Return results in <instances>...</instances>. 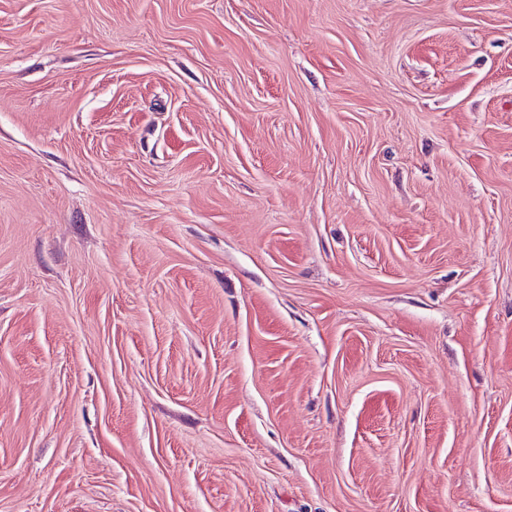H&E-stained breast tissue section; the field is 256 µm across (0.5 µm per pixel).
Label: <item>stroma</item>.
Instances as JSON below:
<instances>
[{
    "label": "stroma",
    "instance_id": "obj_1",
    "mask_svg": "<svg viewBox=\"0 0 512 512\" xmlns=\"http://www.w3.org/2000/svg\"><path fill=\"white\" fill-rule=\"evenodd\" d=\"M0 512H512V0H0Z\"/></svg>",
    "mask_w": 512,
    "mask_h": 512
}]
</instances>
